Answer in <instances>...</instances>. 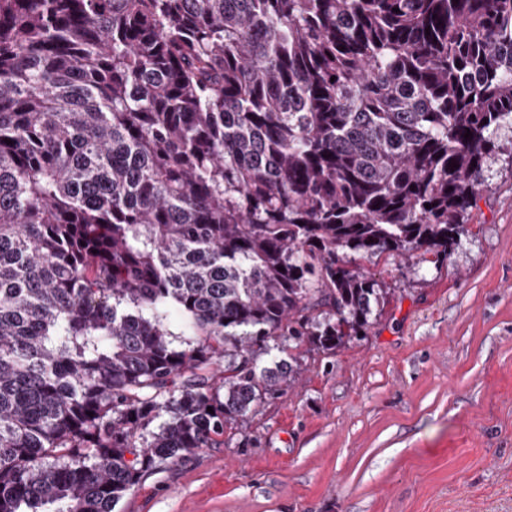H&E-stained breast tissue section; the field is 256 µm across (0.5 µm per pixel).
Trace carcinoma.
I'll return each mask as SVG.
<instances>
[{
	"label": "carcinoma",
	"instance_id": "obj_1",
	"mask_svg": "<svg viewBox=\"0 0 512 512\" xmlns=\"http://www.w3.org/2000/svg\"><path fill=\"white\" fill-rule=\"evenodd\" d=\"M504 127L512 0H0V512H114L361 338L351 256L447 259Z\"/></svg>",
	"mask_w": 512,
	"mask_h": 512
}]
</instances>
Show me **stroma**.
<instances>
[{
	"mask_svg": "<svg viewBox=\"0 0 512 512\" xmlns=\"http://www.w3.org/2000/svg\"><path fill=\"white\" fill-rule=\"evenodd\" d=\"M356 264L393 292L367 336L114 512H512V159L448 259Z\"/></svg>",
	"mask_w": 512,
	"mask_h": 512,
	"instance_id": "35a3bbf8",
	"label": "stroma"
}]
</instances>
